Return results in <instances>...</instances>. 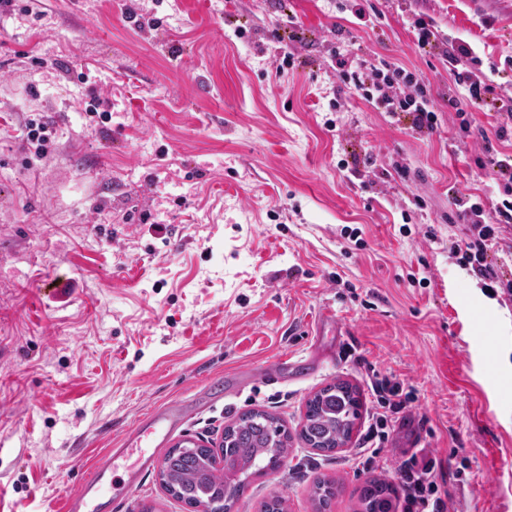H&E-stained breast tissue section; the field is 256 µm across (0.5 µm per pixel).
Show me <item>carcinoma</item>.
<instances>
[{"label": "carcinoma", "instance_id": "cac0c4a2", "mask_svg": "<svg viewBox=\"0 0 512 512\" xmlns=\"http://www.w3.org/2000/svg\"><path fill=\"white\" fill-rule=\"evenodd\" d=\"M359 407L357 391L346 382L338 381L319 390L307 401L301 439L317 451L335 452L350 439ZM222 448L230 449L244 461L255 460L256 474L274 472L288 453V434L275 416L252 410L224 429ZM214 457L209 448L201 453L175 448L168 451L160 470L164 488L189 506L206 499L219 504L222 512H230V502L244 492L247 480L225 483L224 469L215 465ZM363 501V512H389L384 488L379 485L367 489Z\"/></svg>", "mask_w": 512, "mask_h": 512}]
</instances>
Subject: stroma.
Instances as JSON below:
<instances>
[{
	"label": "stroma",
	"instance_id": "35a3bbf8",
	"mask_svg": "<svg viewBox=\"0 0 512 512\" xmlns=\"http://www.w3.org/2000/svg\"><path fill=\"white\" fill-rule=\"evenodd\" d=\"M0 12V512H62L125 432L185 410L157 450L218 448L241 413L290 434L231 512H361L415 448L456 512H512V292L457 248L455 203L506 194L512 0H13ZM467 45L496 106L471 102L414 22ZM294 54L287 66L283 57ZM427 80L438 128L351 92L345 71ZM110 118L91 115L93 97ZM459 101L448 106L449 97ZM46 123L45 154L26 139ZM335 323L316 327L324 311ZM417 400L370 471L354 456L371 372ZM360 397L331 455L299 437L308 398ZM339 487L326 510L317 482ZM114 512H189L158 469ZM485 145L484 150L488 155V162L493 166V170L497 176V180L504 183L505 188H508L507 192L511 188L512 191V163L511 157L509 160L507 159H498L496 157V151L490 142V140L486 137L484 138ZM510 161V162H509Z\"/></svg>",
	"mask_w": 512,
	"mask_h": 512
}]
</instances>
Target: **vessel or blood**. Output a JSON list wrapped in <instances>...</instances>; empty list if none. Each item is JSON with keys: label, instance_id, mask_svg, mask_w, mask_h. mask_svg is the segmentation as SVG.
I'll use <instances>...</instances> for the list:
<instances>
[{"label": "vessel or blood", "instance_id": "vessel-or-blood-1", "mask_svg": "<svg viewBox=\"0 0 512 512\" xmlns=\"http://www.w3.org/2000/svg\"><path fill=\"white\" fill-rule=\"evenodd\" d=\"M179 421V410L171 407L148 415L130 428L121 447L112 449L109 456L96 464L79 489L66 496L64 512H100L105 501L117 499V488L112 480L117 461L130 459L131 464L126 470L127 483L131 486L137 484L153 453Z\"/></svg>", "mask_w": 512, "mask_h": 512}]
</instances>
